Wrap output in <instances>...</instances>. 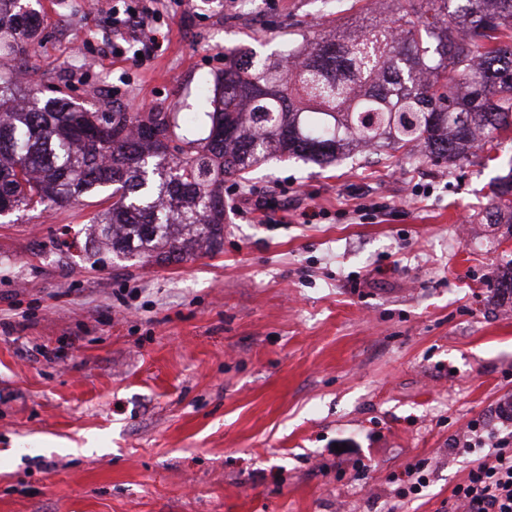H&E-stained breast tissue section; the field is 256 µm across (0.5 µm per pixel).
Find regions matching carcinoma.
<instances>
[{"mask_svg":"<svg viewBox=\"0 0 512 512\" xmlns=\"http://www.w3.org/2000/svg\"><path fill=\"white\" fill-rule=\"evenodd\" d=\"M398 2L354 32L224 54L208 133L188 138L174 112H88L5 76L37 30L20 0H0V216L110 186L100 243L180 261L221 247L224 181L239 187L274 155L327 164L346 145L388 140L454 159L479 133H512V0ZM495 186L512 203V170Z\"/></svg>","mask_w":512,"mask_h":512,"instance_id":"1","label":"carcinoma"}]
</instances>
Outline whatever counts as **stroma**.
I'll list each match as a JSON object with an SVG mask.
<instances>
[{
	"mask_svg": "<svg viewBox=\"0 0 512 512\" xmlns=\"http://www.w3.org/2000/svg\"><path fill=\"white\" fill-rule=\"evenodd\" d=\"M27 0L14 62L91 112H198L224 52L335 34L352 0H143L163 46L117 53L128 0ZM512 139L254 166L220 249L155 263L97 249L108 190L0 218V512H448L475 421L512 399V224L490 223ZM286 191L263 220L257 196ZM326 212L302 224L299 209ZM471 227L472 238L460 235ZM427 461L424 495L397 474Z\"/></svg>",
	"mask_w": 512,
	"mask_h": 512,
	"instance_id": "1",
	"label": "stroma"
}]
</instances>
